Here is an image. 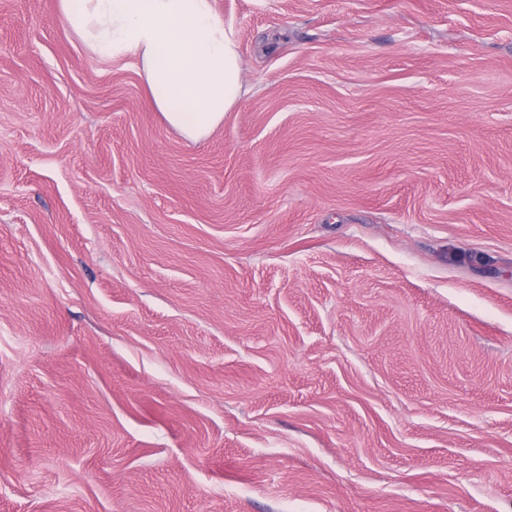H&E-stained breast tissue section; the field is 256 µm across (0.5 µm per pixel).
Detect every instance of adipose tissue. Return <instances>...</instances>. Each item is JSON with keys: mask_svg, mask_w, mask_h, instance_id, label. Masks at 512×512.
Returning a JSON list of instances; mask_svg holds the SVG:
<instances>
[{"mask_svg": "<svg viewBox=\"0 0 512 512\" xmlns=\"http://www.w3.org/2000/svg\"><path fill=\"white\" fill-rule=\"evenodd\" d=\"M62 23L97 56L133 58L166 123L207 136L243 96L239 55L211 0H58Z\"/></svg>", "mask_w": 512, "mask_h": 512, "instance_id": "adipose-tissue-1", "label": "adipose tissue"}]
</instances>
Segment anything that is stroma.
I'll return each instance as SVG.
<instances>
[{"instance_id":"obj_1","label":"stroma","mask_w":512,"mask_h":512,"mask_svg":"<svg viewBox=\"0 0 512 512\" xmlns=\"http://www.w3.org/2000/svg\"><path fill=\"white\" fill-rule=\"evenodd\" d=\"M208 137L0 0V512H512V0H212Z\"/></svg>"}]
</instances>
